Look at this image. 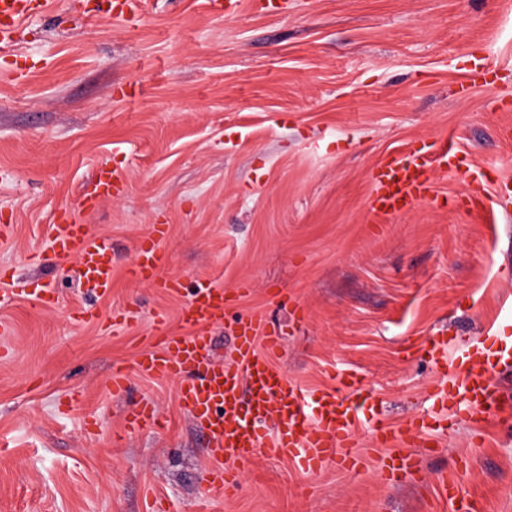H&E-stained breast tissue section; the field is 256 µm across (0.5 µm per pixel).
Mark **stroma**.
I'll use <instances>...</instances> for the list:
<instances>
[{
	"mask_svg": "<svg viewBox=\"0 0 512 512\" xmlns=\"http://www.w3.org/2000/svg\"><path fill=\"white\" fill-rule=\"evenodd\" d=\"M495 87L462 96L474 63ZM512 15L497 0H273L226 17L208 0H146L141 15L85 16L50 0L0 50V269L52 290L0 302V512H452L441 472L481 512H512V418L452 420L386 479V453L357 434L360 474L329 463L311 474L285 460L242 466L240 488L207 498L208 436L180 408L174 383L114 369L149 347L154 318L182 332L197 282L249 283L213 327L217 360L234 315L278 329L273 360L315 391L358 376L401 423L426 408L442 371L430 337L512 342ZM449 138L494 174L489 212L457 203L463 183L435 173L445 208L420 205L373 223L369 176L382 158ZM122 195L85 210L96 170ZM107 238L108 296L84 293L51 252L59 211ZM166 224L171 296L135 281L136 243ZM92 308L96 321L72 312ZM131 313L135 326L117 325ZM154 403L166 426H120L129 402ZM97 426L85 432L83 419Z\"/></svg>",
	"mask_w": 512,
	"mask_h": 512,
	"instance_id": "obj_1",
	"label": "stroma"
}]
</instances>
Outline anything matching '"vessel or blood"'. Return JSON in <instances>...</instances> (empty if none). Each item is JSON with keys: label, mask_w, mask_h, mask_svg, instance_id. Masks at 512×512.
<instances>
[{"label": "vessel or blood", "mask_w": 512, "mask_h": 512, "mask_svg": "<svg viewBox=\"0 0 512 512\" xmlns=\"http://www.w3.org/2000/svg\"><path fill=\"white\" fill-rule=\"evenodd\" d=\"M44 7L43 0H0V40L10 41L22 21ZM462 163L460 150L448 147L443 140L435 142L428 154L411 148L389 156L370 175L368 208L375 222H384L391 215L434 199L435 170L457 169ZM464 183L468 208L486 210L485 181L468 175ZM120 184L114 170L99 168L93 190L83 198L84 207L92 209L111 199ZM166 234V225L155 224L138 240L130 274L139 282L177 295L183 288L181 278L162 272ZM51 239L57 257L75 259L86 288L101 296L109 294L112 257L106 238L62 212L52 224ZM0 281L8 284L12 295L33 297L46 307L56 303L51 293L38 290L30 280L0 271ZM231 305L227 289L207 280L199 282L182 310L186 333L160 336L157 349L135 357L138 374L177 382L181 409L207 432L214 462L208 474L210 497L221 498L237 489L239 467L260 455L288 460L307 474L332 461L355 472L360 468L353 452L355 437L365 430L378 442L392 445V453L383 459V469L391 476L411 466L402 448L425 442L433 427H446L449 414L462 413L473 422L487 416H512V400L490 381L498 363L512 361V343L494 349L465 347L453 357L447 339L434 338L428 355L442 367L443 379L431 392L432 404L394 425L385 422L375 397L357 392L354 376H346L338 388L320 391L288 382L271 361L272 353L280 346V332L267 328L260 315L250 314L235 321L231 362L214 360L210 329L223 323ZM266 422L275 426L267 438L256 431L257 425ZM162 425L150 402L138 403L125 418V426L131 431ZM437 489L439 496L453 505L454 512H477L476 497L461 495L454 475L441 476Z\"/></svg>", "instance_id": "obj_1"}]
</instances>
